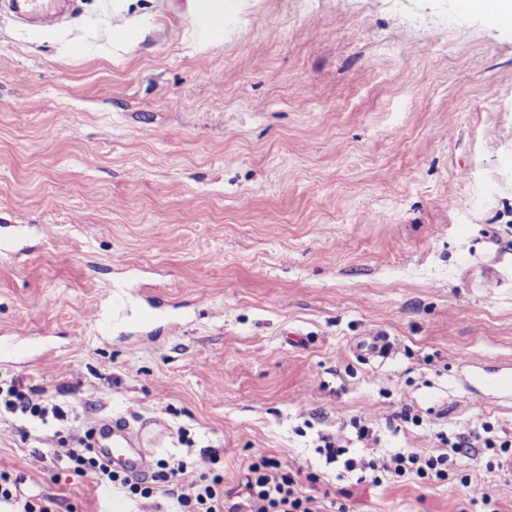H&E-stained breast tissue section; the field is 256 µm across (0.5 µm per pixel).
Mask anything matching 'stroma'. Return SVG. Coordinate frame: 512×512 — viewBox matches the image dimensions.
Returning a JSON list of instances; mask_svg holds the SVG:
<instances>
[{"instance_id": "1", "label": "stroma", "mask_w": 512, "mask_h": 512, "mask_svg": "<svg viewBox=\"0 0 512 512\" xmlns=\"http://www.w3.org/2000/svg\"><path fill=\"white\" fill-rule=\"evenodd\" d=\"M0 338L34 342L0 387L47 410L0 408V475L56 512H136L65 455L105 415L207 462L228 507L267 455L328 512H512L506 453L374 487L317 451L512 440V399L465 384L512 363V26L461 0H80L53 31L0 10ZM30 394L18 388H10L5 397V405L13 410H19L22 414L29 413L32 416H43L45 408H43ZM436 438L440 440L444 445L448 444V448L454 453H462L468 455L473 448H510L512 443L511 440L500 441L499 446L490 438H482L477 425H468L465 432L460 433L456 437V441L450 442L447 437L444 438L442 434H437Z\"/></svg>"}]
</instances>
